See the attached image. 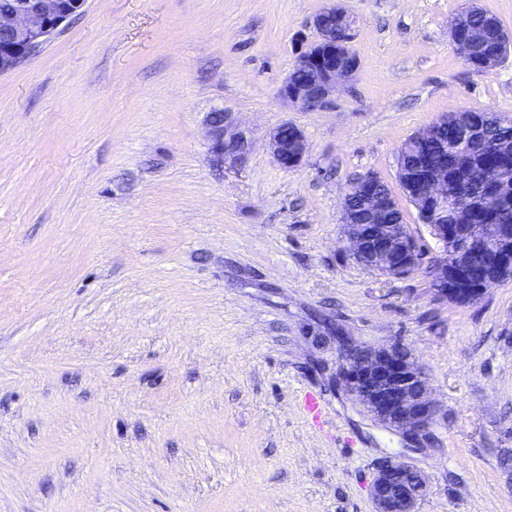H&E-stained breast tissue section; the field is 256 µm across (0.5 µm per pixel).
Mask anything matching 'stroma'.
I'll use <instances>...</instances> for the list:
<instances>
[{"label": "stroma", "instance_id": "35a3bbf8", "mask_svg": "<svg viewBox=\"0 0 512 512\" xmlns=\"http://www.w3.org/2000/svg\"><path fill=\"white\" fill-rule=\"evenodd\" d=\"M466 3L341 0L358 70L321 112L278 88L327 0H87L0 74V512H373L391 454L427 478L417 512H512V279L455 305L340 243L374 174L438 255L398 147L462 109L512 119V55L476 73L449 39ZM216 109L251 141L221 167ZM285 121L309 143L288 171ZM347 341L413 353L425 436L338 386ZM288 127L294 131V136L288 142ZM269 149L284 170L300 167L308 153V141L303 132L295 125L285 122L268 133Z\"/></svg>", "mask_w": 512, "mask_h": 512}]
</instances>
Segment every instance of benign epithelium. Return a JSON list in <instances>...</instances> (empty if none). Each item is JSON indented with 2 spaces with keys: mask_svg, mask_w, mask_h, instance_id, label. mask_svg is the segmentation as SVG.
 I'll return each instance as SVG.
<instances>
[{
  "mask_svg": "<svg viewBox=\"0 0 512 512\" xmlns=\"http://www.w3.org/2000/svg\"><path fill=\"white\" fill-rule=\"evenodd\" d=\"M86 0H9L0 6V74L15 69L32 57L54 37L73 15L84 11ZM322 13L335 24L319 26L312 20L316 39L301 43L295 69L310 74L297 83L285 79L278 96L305 112L330 108L336 93L354 77L358 62L348 54L338 55L352 36V19L337 0H329ZM448 125L444 116L413 136L416 147H426L438 131ZM211 161L223 164L237 160L248 150L246 137L235 130L229 113L217 110L207 117ZM269 149L284 170L300 167L308 153V141L295 125L285 122L268 133ZM423 189L411 196L421 223L427 225L441 245V254L428 266L436 298L465 305L477 301L485 291L512 278V226L494 224L488 230L496 248L495 258L479 269L480 253L446 224L438 223L437 207L448 202V157L425 160ZM364 209L373 213L393 209L389 200L368 190L360 193ZM342 242L349 256L364 267L391 276L403 277L417 269L423 253L408 225L357 224L351 213L344 212ZM338 379L364 410L386 428L407 437L420 436L429 428L435 405L430 397L429 380L423 367L401 344L374 348L350 346L343 351ZM424 475L415 466L388 456L379 465L369 494L374 512H415L426 494Z\"/></svg>",
  "mask_w": 512,
  "mask_h": 512,
  "instance_id": "7a95c632",
  "label": "benign epithelium"
}]
</instances>
